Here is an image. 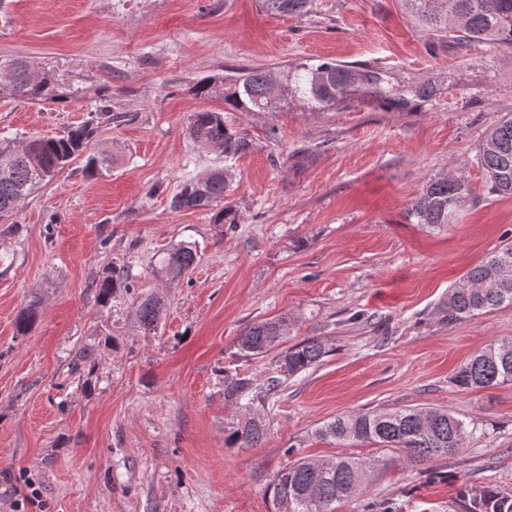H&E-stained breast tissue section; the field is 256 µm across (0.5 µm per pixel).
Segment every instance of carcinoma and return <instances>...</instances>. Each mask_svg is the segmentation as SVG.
<instances>
[{
	"mask_svg": "<svg viewBox=\"0 0 512 512\" xmlns=\"http://www.w3.org/2000/svg\"><path fill=\"white\" fill-rule=\"evenodd\" d=\"M404 9L419 25L439 39H451L465 49L505 43L512 45V0H402ZM273 10L286 15L310 12L313 0H266ZM7 82L0 89L12 98L42 102L55 87L48 75L30 78L27 64L12 60L0 64ZM270 73L262 67H240L224 94V111L201 110L192 114L187 133L198 146L224 156V167H214L182 181L171 198L176 211L205 210L216 224H236L233 207L224 205L232 182L228 162L247 153L251 141L224 119L226 112H279L292 100L309 109L346 107L371 100L386 112H404L417 102L437 95V86L427 78L395 84L382 70L365 64H342L334 59L290 64L282 76L284 92L269 93ZM98 134L91 121L70 129L62 137L32 136L21 147L0 139V220H9L22 204L50 177L85 153ZM477 163L486 173L489 193L512 196V117L507 115L489 126L477 151ZM467 192L464 177L453 172L431 179L407 210L409 220L440 228L453 223L456 209ZM197 260V250L180 243L160 259V271L170 281L180 280ZM97 301L105 306L118 290L130 292L121 268H112L96 282ZM504 304L512 305V244L495 251L473 267L463 282L448 291L442 310L448 321H460ZM162 313L160 301L147 296L135 304L139 326L153 330ZM36 303L17 317V328L26 333L36 320ZM293 322L288 316L247 325L237 341L238 356L257 358L281 345ZM329 350L318 338L304 340L276 358L277 372L293 377L318 366ZM93 371L95 360L88 348L78 349L73 369ZM512 381V340H503L472 356L461 365L451 382L461 390L490 388ZM251 379L224 371V397L235 401L244 413L224 428V443L230 448H252L266 435V424L251 414ZM476 428L446 408L404 407L340 415L316 430L323 439L341 445L375 444L404 452L412 463L432 461L452 454L476 438ZM375 461L342 456L327 462L301 459L277 471L272 489L282 512H334V504L359 496L365 490ZM463 512H512V493L491 486L466 485L460 493Z\"/></svg>",
	"mask_w": 512,
	"mask_h": 512,
	"instance_id": "cac0c4a2",
	"label": "carcinoma"
}]
</instances>
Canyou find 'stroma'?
<instances>
[{"label":"stroma","mask_w":512,"mask_h":512,"mask_svg":"<svg viewBox=\"0 0 512 512\" xmlns=\"http://www.w3.org/2000/svg\"><path fill=\"white\" fill-rule=\"evenodd\" d=\"M46 72L55 99L0 93V137L65 135L99 123L91 149L112 159L88 175L75 160L0 223V512H278L275 472L345 453L376 460L361 497L397 512H456L463 483L512 492V382L462 391L451 378L512 338V306L450 323L448 291L512 243V197L489 194L476 162L485 130L512 113V48L465 51L410 20L401 0H314L282 15L264 0H0V62ZM330 58L421 77L436 99L409 112L371 102L231 112L253 142L232 164L234 224L174 211L189 175L218 166L193 145L192 113L223 110L195 85L227 68L272 72ZM461 172L469 195L453 224L410 223L406 208L434 176ZM198 260L178 282L156 260L178 243ZM125 266L131 292L108 305L95 282ZM162 297L157 331L134 323L131 293ZM35 323L15 321L33 299ZM281 315L288 338L330 349L276 393L273 355L236 358L253 322ZM83 346L93 373L73 371ZM252 379L267 435L230 448L224 368ZM444 407L473 423L468 447L423 463L395 449H352L316 436L347 412ZM40 490L31 505L26 479Z\"/></svg>","instance_id":"obj_1"}]
</instances>
